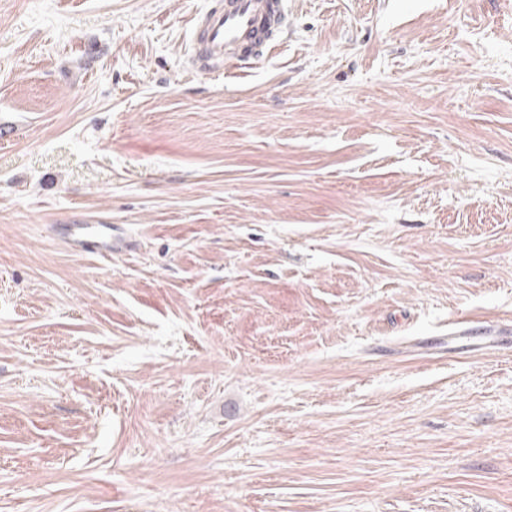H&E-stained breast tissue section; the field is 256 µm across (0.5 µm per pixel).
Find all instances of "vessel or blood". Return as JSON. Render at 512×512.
Instances as JSON below:
<instances>
[{
  "label": "vessel or blood",
  "mask_w": 512,
  "mask_h": 512,
  "mask_svg": "<svg viewBox=\"0 0 512 512\" xmlns=\"http://www.w3.org/2000/svg\"><path fill=\"white\" fill-rule=\"evenodd\" d=\"M286 28L285 0H217L192 29L195 58L201 64L239 63L262 56ZM73 250L115 254L131 250L104 224H75L69 229Z\"/></svg>",
  "instance_id": "vessel-or-blood-1"
}]
</instances>
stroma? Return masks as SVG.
I'll return each instance as SVG.
<instances>
[{
    "label": "stroma",
    "mask_w": 512,
    "mask_h": 512,
    "mask_svg": "<svg viewBox=\"0 0 512 512\" xmlns=\"http://www.w3.org/2000/svg\"><path fill=\"white\" fill-rule=\"evenodd\" d=\"M211 4L0 0V512H512V0ZM195 18L192 61L205 70L210 61L239 63L262 56L286 28L284 0L216 1ZM68 243L73 250L112 255L130 251L133 244L112 233V226L105 224H73L69 229ZM512 333L510 326L507 329H498V328H487L483 332H481V336H471L473 331H471L465 325L456 327L448 332V345H455L465 341L478 340L482 342V344L486 348H498L503 344L512 342V336L509 334Z\"/></svg>",
    "instance_id": "stroma-1"
}]
</instances>
